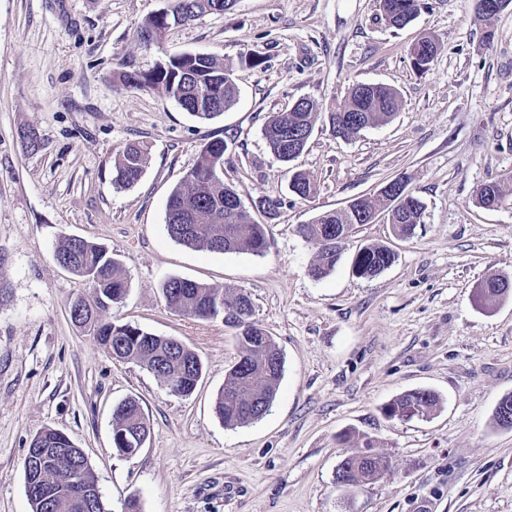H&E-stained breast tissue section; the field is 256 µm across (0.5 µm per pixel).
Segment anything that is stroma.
Returning a JSON list of instances; mask_svg holds the SVG:
<instances>
[{"instance_id":"obj_1","label":"stroma","mask_w":512,"mask_h":512,"mask_svg":"<svg viewBox=\"0 0 512 512\" xmlns=\"http://www.w3.org/2000/svg\"><path fill=\"white\" fill-rule=\"evenodd\" d=\"M416 19L390 27L379 0H236L224 13L172 26L160 45L137 30L167 0H0V512H30L23 463L52 428L86 454L108 512H512V429L494 409L512 394V295L477 296L490 275L512 280V204L476 208L484 183L512 177V5L479 17L478 0H421ZM434 35L429 70L409 46ZM232 65L236 105L202 121L158 90L113 83L182 53ZM358 83L397 89L390 121L345 140L316 125L284 165L264 128L298 98L343 103ZM35 132L38 151L23 135ZM223 140L225 184L267 227L264 254L213 253L172 240L168 197L200 149ZM144 143L140 181L113 185L115 162ZM314 178L309 199L289 170ZM401 177L425 206L413 237L378 220L356 225L326 277H312L314 245L299 225L377 195ZM279 207L265 214L260 203ZM103 246L128 281L106 313L179 340L203 365L187 396L141 363L112 359L69 315L91 292L59 265L68 237ZM394 263L360 277L363 246ZM174 277L238 289L284 357L270 411L236 428L215 410L238 358L235 331L167 307ZM429 389L427 419H392L386 405ZM139 400L150 434L135 455L112 449V412ZM370 439L392 467L358 489L336 467Z\"/></svg>"}]
</instances>
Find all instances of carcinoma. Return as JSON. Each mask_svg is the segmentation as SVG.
<instances>
[{
	"label": "carcinoma",
	"instance_id": "1",
	"mask_svg": "<svg viewBox=\"0 0 512 512\" xmlns=\"http://www.w3.org/2000/svg\"><path fill=\"white\" fill-rule=\"evenodd\" d=\"M236 0H169L168 12L146 17L139 26L138 37L148 34L152 43L160 44L173 23H187L199 17L230 10ZM438 49V41L426 36L419 45L411 46L409 57L413 68L429 70ZM123 85L157 89L175 100L182 109L200 120H210L231 109L237 101L238 89L232 79V68L223 61L208 56L187 59L169 56L146 71L113 74ZM399 93L384 84H357L351 88L340 109L327 112L330 131L341 138L351 139L369 126L389 121L400 110ZM320 105L300 98L286 112L269 120L265 138L272 155L280 162L295 159L288 152L286 139L302 129L314 131ZM224 140L207 143L200 150L193 166L180 185L169 195L165 223L168 235L175 242L216 253L250 251L260 254L267 246L265 225L257 223L248 211H239L235 202L239 195L215 175L224 163ZM147 162L146 150L138 144L127 145L118 156L115 184L131 187L142 177ZM290 189L307 199L315 194V180L305 172L296 171L290 179ZM507 200L499 182L484 183L474 194L476 206L492 210ZM361 223H369V213L389 209V223L394 232L411 236L422 222L424 204L414 193L407 202L395 203L378 196L361 199ZM356 222L347 212L323 213L308 224L300 225L302 236L317 248L310 271L320 279L336 267L339 247L332 240L348 237ZM55 258L63 267L85 277L91 293L75 299L70 309L77 312L73 320L88 329L94 339L118 361L136 360L145 365L173 392L191 394L202 376V365L196 354L180 341L156 336L140 328L107 320L103 313L122 301L127 281L117 261L108 251L82 237H69L55 250ZM395 260V254L383 245H366L357 254L353 270L360 276H375ZM502 278L491 275L478 288L483 303L504 298L499 283ZM167 306L175 312L197 320L222 318L224 325L236 330L239 358L229 369L224 386L216 398L215 410L229 427L249 424L261 419L268 411L278 390L284 357L277 344L253 320V303L243 291L199 283L183 278H171L162 286ZM438 395L427 389H417L397 396L387 407L390 418L429 416L439 406ZM149 421L139 401L129 398L118 404L112 417V447L120 455H134L143 447L149 434ZM60 432L46 428L34 436L32 448H54ZM71 456L80 459L81 479L92 489L93 497L83 512H108L99 492L97 479L81 449L70 445ZM72 462L65 458L54 467L51 480L41 486V492L28 496L31 512H75L68 501V480ZM390 468L387 457L372 452V442L362 440L361 448L346 457L338 466L336 481L343 488H357L382 475Z\"/></svg>",
	"mask_w": 512,
	"mask_h": 512
}]
</instances>
